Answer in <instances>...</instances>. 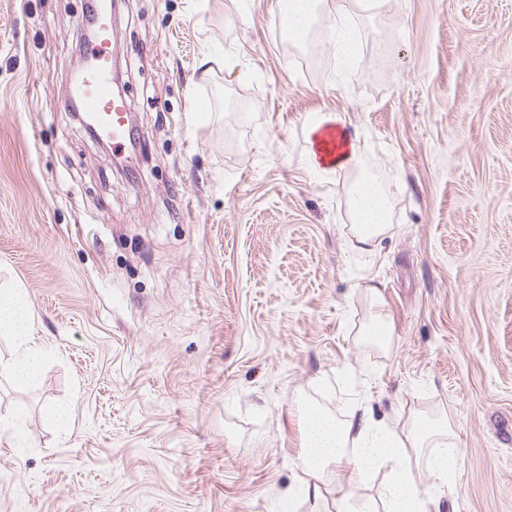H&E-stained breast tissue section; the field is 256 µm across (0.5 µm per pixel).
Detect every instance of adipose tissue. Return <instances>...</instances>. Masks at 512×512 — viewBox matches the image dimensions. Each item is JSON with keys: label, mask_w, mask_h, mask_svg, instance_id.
<instances>
[{"label": "adipose tissue", "mask_w": 512, "mask_h": 512, "mask_svg": "<svg viewBox=\"0 0 512 512\" xmlns=\"http://www.w3.org/2000/svg\"><path fill=\"white\" fill-rule=\"evenodd\" d=\"M288 38L303 45L314 26H322L339 62L356 56L361 46L342 0H287ZM305 162L317 178H346L347 207L359 250L373 247L392 221L391 182L363 160L357 133L346 113H316L306 123ZM31 313L19 288L0 289V335L16 342V355L0 362V375L18 384L32 380L44 352L30 335ZM302 449L296 466L308 478L306 490L319 495L326 471L344 467L350 481L363 480L371 469L387 470L389 479L381 501L356 506L344 492L336 494V512H431V499L420 495L414 474L419 458H426L432 476L454 486L459 450L454 425L445 415L416 413L395 426L375 418L369 409L355 408L339 418L320 406H302Z\"/></svg>", "instance_id": "ef3b65f1"}]
</instances>
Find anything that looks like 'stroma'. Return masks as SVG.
Instances as JSON below:
<instances>
[{"instance_id":"stroma-1","label":"stroma","mask_w":512,"mask_h":512,"mask_svg":"<svg viewBox=\"0 0 512 512\" xmlns=\"http://www.w3.org/2000/svg\"><path fill=\"white\" fill-rule=\"evenodd\" d=\"M87 0H0V283L47 357L0 379V512H334L300 492L301 402L447 414L439 512H512V0L345 7L363 48L311 70L278 0H123L114 66L143 149L114 170L67 106ZM344 112L398 181L352 249L346 186L305 166ZM391 343H364L376 310ZM66 423L48 421L51 407Z\"/></svg>"}]
</instances>
